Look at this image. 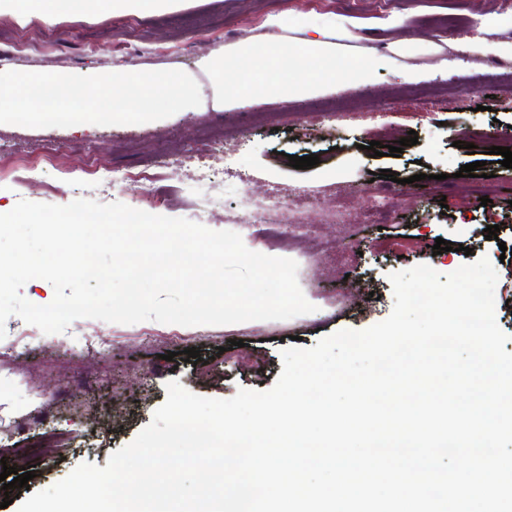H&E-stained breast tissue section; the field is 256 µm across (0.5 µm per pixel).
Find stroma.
I'll return each instance as SVG.
<instances>
[{"label": "stroma", "mask_w": 512, "mask_h": 512, "mask_svg": "<svg viewBox=\"0 0 512 512\" xmlns=\"http://www.w3.org/2000/svg\"><path fill=\"white\" fill-rule=\"evenodd\" d=\"M281 12L291 18V29L269 25V17ZM495 14L500 26L484 30L485 19ZM399 15L405 21L397 26ZM304 20L352 31V38L338 41L341 57L369 64L372 83H346L339 71L335 90L323 96L267 99L231 112H180L143 124H0V210L22 199L55 205L99 199L95 177L64 175L91 158L145 174L151 194L118 184L113 201L216 231L230 228L248 249L295 260L298 283L316 307L290 320L224 326L79 319L64 333H42L25 346L19 340L33 325L9 317L0 339V352H12L10 363L0 364V419L19 422L22 432H0V460L22 434L62 433L70 441L46 456L28 487L14 489L4 512H18L30 493L63 480L81 463L106 466L151 422L168 382L220 399L242 388L270 389L293 337L310 348L338 330L386 319L394 306L390 274L420 264L447 275L468 259L488 258L498 275L496 321L512 352V169L491 162L488 140L469 136L473 129L504 133L512 127V87L486 97V77L501 60L465 47L476 38L512 41V0H194L176 10L66 15L52 23L33 12L22 20L1 15L0 72L180 70L208 99L213 83L203 61L213 51L249 40L295 45L302 38L296 25ZM21 38L29 47L19 53L14 44ZM408 71L423 72V81L405 79ZM459 82L475 85V93L456 95ZM412 130L417 144L392 157L371 155L370 141L395 146ZM192 148L210 166L208 179L167 167L169 157ZM311 154L318 165L290 166V156ZM476 161L493 177L495 192L484 206L456 176ZM34 167L36 181L29 177ZM383 169L402 179L400 201L371 223L367 216L384 184L376 173ZM420 173L435 175V182L409 184ZM244 186L252 196L276 194L289 203L302 194L314 197L315 208L301 211L304 235L288 237L285 224L276 236L263 224L230 225L227 215L243 208ZM490 225L499 226L497 239H486ZM439 237L454 242V250L434 254ZM192 347L200 362L184 360L183 350Z\"/></svg>", "instance_id": "1"}]
</instances>
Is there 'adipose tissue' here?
Wrapping results in <instances>:
<instances>
[{"instance_id":"ef3b65f1","label":"adipose tissue","mask_w":512,"mask_h":512,"mask_svg":"<svg viewBox=\"0 0 512 512\" xmlns=\"http://www.w3.org/2000/svg\"><path fill=\"white\" fill-rule=\"evenodd\" d=\"M191 0H0V15L24 18L36 11L46 20H56L62 13L109 11L115 14H138L157 9L187 7ZM310 55L313 66L300 68L299 59ZM338 55V46L328 30L303 38L298 46L279 53L262 41L227 46L212 54L207 68L214 78L211 106L232 111L253 105L265 98L291 100L316 97L333 91L326 70ZM250 62L249 71L239 69L240 62Z\"/></svg>"}]
</instances>
